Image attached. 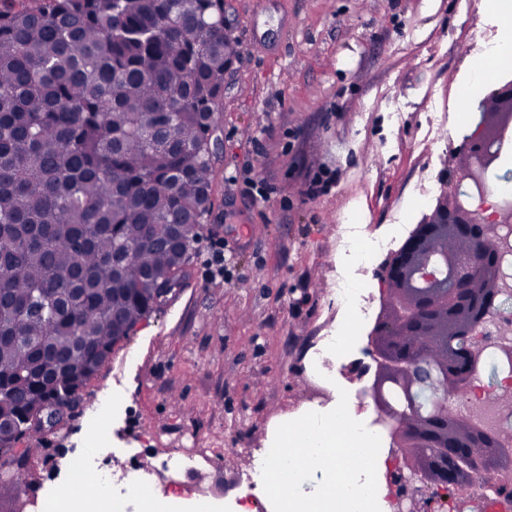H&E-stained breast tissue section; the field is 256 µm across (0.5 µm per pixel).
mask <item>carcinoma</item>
<instances>
[{"label":"carcinoma","instance_id":"cac0c4a2","mask_svg":"<svg viewBox=\"0 0 512 512\" xmlns=\"http://www.w3.org/2000/svg\"><path fill=\"white\" fill-rule=\"evenodd\" d=\"M224 0H37L0 8V496L161 309V248L210 211L209 132L224 88Z\"/></svg>","mask_w":512,"mask_h":512}]
</instances>
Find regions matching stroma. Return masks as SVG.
Instances as JSON below:
<instances>
[{
    "label": "stroma",
    "mask_w": 512,
    "mask_h": 512,
    "mask_svg": "<svg viewBox=\"0 0 512 512\" xmlns=\"http://www.w3.org/2000/svg\"><path fill=\"white\" fill-rule=\"evenodd\" d=\"M236 59L224 75L212 137L211 209L188 261L190 284L141 320L81 391L82 404L37 443L27 485L0 496V512H38L35 500L68 484L58 461L76 456L99 424L112 467L206 452L201 481L216 483L217 512H234L244 477L281 431L338 397L375 413L366 382L346 368L358 338L330 358L328 399L310 396L312 342L349 315L327 298L337 281L379 291L377 264L338 247L345 216L369 233L414 224L429 212L475 123L487 83L474 62L499 42L502 20L482 0H224ZM328 170L329 192L304 194L308 174ZM261 176L270 198L243 194ZM224 241L232 282H206L201 260ZM119 389L108 421L100 400Z\"/></svg>",
    "instance_id": "1"
}]
</instances>
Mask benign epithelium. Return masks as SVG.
<instances>
[{"mask_svg": "<svg viewBox=\"0 0 512 512\" xmlns=\"http://www.w3.org/2000/svg\"><path fill=\"white\" fill-rule=\"evenodd\" d=\"M479 112L451 189L379 269L387 312L368 337L378 362L370 394L397 449L387 472L394 512H437L450 499L458 512L512 503V482L497 483L493 498L462 495L512 474L502 431L478 424L491 406L512 417V287L501 236L512 226V195L486 204L512 144L511 78L493 84ZM490 353L497 367L486 385Z\"/></svg>", "mask_w": 512, "mask_h": 512, "instance_id": "1", "label": "benign epithelium"}]
</instances>
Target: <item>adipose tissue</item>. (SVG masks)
<instances>
[{
	"label": "adipose tissue",
	"instance_id": "ef3b65f1",
	"mask_svg": "<svg viewBox=\"0 0 512 512\" xmlns=\"http://www.w3.org/2000/svg\"><path fill=\"white\" fill-rule=\"evenodd\" d=\"M357 404L340 400L337 414L319 425L288 429L280 442L287 462L271 461L263 478L281 496L283 512H392L385 479L387 457L358 424ZM321 490L310 499L297 490L313 476Z\"/></svg>",
	"mask_w": 512,
	"mask_h": 512
}]
</instances>
